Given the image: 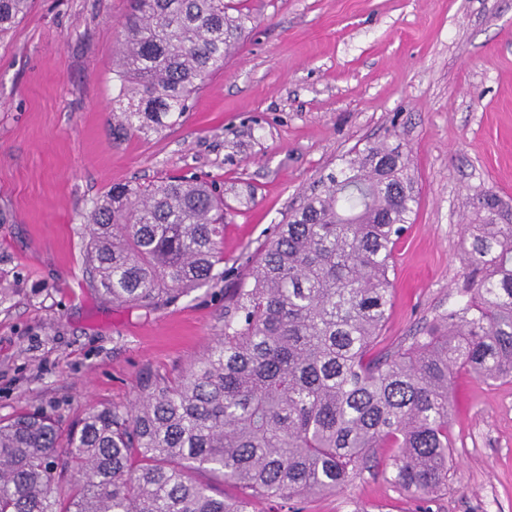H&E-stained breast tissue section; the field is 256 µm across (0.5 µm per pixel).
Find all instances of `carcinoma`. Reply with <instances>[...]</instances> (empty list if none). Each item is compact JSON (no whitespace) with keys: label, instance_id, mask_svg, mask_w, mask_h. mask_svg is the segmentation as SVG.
I'll list each match as a JSON object with an SVG mask.
<instances>
[{"label":"carcinoma","instance_id":"cac0c4a2","mask_svg":"<svg viewBox=\"0 0 512 512\" xmlns=\"http://www.w3.org/2000/svg\"><path fill=\"white\" fill-rule=\"evenodd\" d=\"M31 0H0V32ZM237 0H129L113 116L157 131L182 116L249 33ZM248 256L224 296V332L175 377L146 379L133 407L0 420V512H250L253 499L344 491L395 448L390 480L427 501L448 487L454 374L512 381V205L492 191L463 225L468 302L378 354L394 252L417 204L408 156L374 143ZM224 199L197 178L121 184L88 217L89 282L153 310L224 280ZM208 472L242 495L218 499Z\"/></svg>","mask_w":512,"mask_h":512}]
</instances>
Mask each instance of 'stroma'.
<instances>
[{
	"label": "stroma",
	"instance_id": "1",
	"mask_svg": "<svg viewBox=\"0 0 512 512\" xmlns=\"http://www.w3.org/2000/svg\"><path fill=\"white\" fill-rule=\"evenodd\" d=\"M237 52L157 131L112 115L127 0H32L0 36V418L46 409L63 423L138 402L224 328V291L320 175L378 141L410 159L418 205L395 250L381 345L464 297L462 226L492 190L512 203V0H247ZM173 175L215 183L228 205L229 274L152 311L86 281L84 226L115 184ZM455 467L430 502L387 472L345 492L251 512H512V383L467 371L450 394Z\"/></svg>",
	"mask_w": 512,
	"mask_h": 512
}]
</instances>
